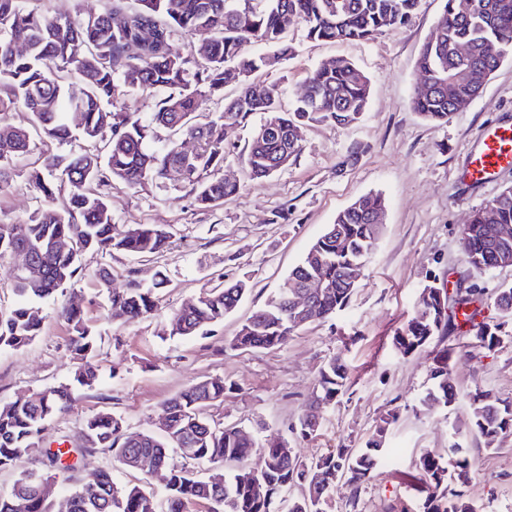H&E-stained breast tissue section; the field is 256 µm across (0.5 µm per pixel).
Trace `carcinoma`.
<instances>
[{"label":"carcinoma","mask_w":512,"mask_h":512,"mask_svg":"<svg viewBox=\"0 0 512 512\" xmlns=\"http://www.w3.org/2000/svg\"><path fill=\"white\" fill-rule=\"evenodd\" d=\"M419 0H110L107 10L94 19L62 18L25 10L20 0H0V121L22 107L29 126L8 128L0 136V174L14 161L32 153L33 136L58 142L84 141L88 148L77 154L45 157L32 169L29 183L48 210L37 209L27 219L0 224V265L23 247L33 255L36 268L29 276H11L17 296L7 311L0 310V349L17 350L40 335L44 317L36 301L54 296L83 274L81 255L95 250L104 255L123 252L134 256L163 252L174 236L168 224H144L117 231L107 202V190L115 184L136 189L146 183L172 186L171 171H180L178 182L191 188L202 208L219 204L239 192L240 185L224 179V162L230 152L224 146V127L259 114L252 129L247 153L241 157L252 180L272 176L288 166L301 151L308 123L321 118L337 123L366 110L370 80L355 63L340 58L324 61L307 80L309 96L298 97L291 108H281L278 84L267 86L265 97H254L246 84L238 86L224 111H201L200 100L224 89L228 70L246 78L267 70L270 56H288L284 43L288 29L303 24L306 37L314 41L369 40L405 24ZM200 33L204 38L189 57L170 50L179 34ZM132 42L141 43V53L128 54ZM18 43L27 50H15ZM260 43L264 49L251 52ZM470 47L466 56L455 48ZM512 56V0H446L444 13L420 49L416 70L433 91L416 92L412 107L427 121L446 123L456 112L441 86L451 84L455 98L473 99L481 86L470 74L495 71ZM141 92L154 97V109L143 118L137 112L116 107L119 98ZM168 131L163 147L151 149L154 130ZM196 142V151H181V139ZM65 186L67 195L56 196ZM379 194H367L340 211L333 224L313 242L283 286L240 324L230 346L246 351L280 348L298 330L292 307L285 296L290 281L317 277L325 282V293L317 302L320 318H328L350 303L354 288L344 280L345 272L364 264L378 243V232L370 217L383 210ZM512 225V187L505 188L489 205L473 214L462 228L463 261L474 271L496 268L494 247L487 225ZM61 240L71 249L57 248ZM158 273L152 287L132 279L126 288L108 292L112 316L138 319L157 308L156 290L165 287ZM249 291L248 281L239 279L222 288L201 291L189 299L170 319V334L182 338L204 335L224 322V316ZM483 289L473 285L453 291L440 303L420 299L419 308L394 336V346L411 355L430 344L458 319L473 322L472 329L482 347L491 351L501 342V324L476 321ZM494 306L504 317L512 316V283L502 284ZM69 328V351L79 361L74 381L90 386L96 379L92 360L97 334L82 311L63 306L58 311ZM448 350L437 359L432 385L423 405L453 408L459 394L450 383ZM236 390L222 377L196 382L165 404L168 429L158 434L126 432L122 417L103 412L87 418L79 434L80 444L47 452L54 468L69 469L63 457L90 448L113 452L123 467L134 455L148 456L162 466L166 480L168 512H186L187 504L204 500L223 502V512H322V505L336 485V478L350 487L348 506L356 508L360 486L379 464L384 428L363 448L339 445L317 458L299 456L295 449L257 443L235 425L210 418L208 409ZM348 390L344 364L332 358L320 369L315 396L329 406ZM469 416L470 429L491 443L512 430V402L489 392H477ZM72 403L68 386L32 393L28 401L0 404V469L16 468L25 457L42 447L48 422ZM193 464L208 465L202 477ZM418 468L427 488L419 512H475L463 491L447 490L448 473L465 484L471 463L464 448L448 449V457L425 453ZM325 474L315 487V498L291 496L288 487H306L312 473ZM86 483L99 495L86 497L83 485L72 489L66 512H156L154 500L136 485H120L112 472L98 470ZM0 512H53L50 499L31 493L18 475L7 493H0Z\"/></svg>","instance_id":"cac0c4a2"}]
</instances>
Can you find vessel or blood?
Segmentation results:
<instances>
[{
    "mask_svg": "<svg viewBox=\"0 0 512 512\" xmlns=\"http://www.w3.org/2000/svg\"><path fill=\"white\" fill-rule=\"evenodd\" d=\"M509 166H512V124L501 123L482 131L477 148L467 159L461 180L467 184L488 183Z\"/></svg>",
    "mask_w": 512,
    "mask_h": 512,
    "instance_id": "obj_1",
    "label": "vessel or blood"
}]
</instances>
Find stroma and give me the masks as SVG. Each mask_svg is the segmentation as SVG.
<instances>
[{"mask_svg":"<svg viewBox=\"0 0 512 512\" xmlns=\"http://www.w3.org/2000/svg\"><path fill=\"white\" fill-rule=\"evenodd\" d=\"M444 6L445 0H419L406 24L366 41H312L303 25L289 29L287 59L273 72L253 74L252 84L278 82L288 105L322 61L346 58L369 77L370 91L365 112L352 122H310L300 153L281 173L251 181L238 162H227L225 177L239 182L241 189L207 209L199 208L185 188L113 186L108 204L117 229L168 224L175 229L171 244L146 257L84 253L82 277L43 302L41 335L23 349H0V404L72 380L78 362L69 351L68 328L55 314L65 303L84 310L101 336L99 377L93 386L77 389L70 408L51 420L44 447L57 448L63 439L77 441L84 421L102 411L120 415L129 432L156 431L169 398L194 382L221 376L237 389L210 407L213 419L263 442L290 440L306 458L340 444L364 447L382 419L395 415L384 455L399 462L393 468L379 464L360 489L357 512H418L423 495L413 482L420 455L442 454L456 445L468 449L472 464V478L462 488L465 498L477 512H512V431L500 434L489 448L468 428L470 394L482 390L512 402V319H504L503 341L491 353L472 335L453 328L412 355H401L393 344L416 312L425 285L476 283L491 293L512 283V267L467 270L460 240L473 213L512 186V169L487 185H466L459 179L481 130L512 122V58L447 123L425 121L411 105L418 83L416 59ZM28 170L27 160L16 161L10 178L0 184V223L25 220L37 207L27 185ZM368 193L385 198V223L349 306L306 325L282 348H230L238 325L280 287L326 225ZM103 267L111 273L106 284L97 276ZM159 271L168 282L158 292L157 310L136 321L113 318L109 289L124 288L132 277L151 286ZM243 277L249 291L222 324L192 339L170 336L169 318L186 299ZM442 349L453 356L451 380L462 396L448 410L421 403L431 384L433 358ZM335 356L347 369V393L321 409L320 427L312 438L293 436L292 427L309 410L320 368ZM24 466L51 474L61 497L100 469L114 471L120 483L162 491L160 482L141 472L117 470L111 453L99 449L80 456L69 472L48 470L38 455Z\"/></svg>","mask_w":512,"mask_h":512,"instance_id":"obj_1","label":"stroma"}]
</instances>
